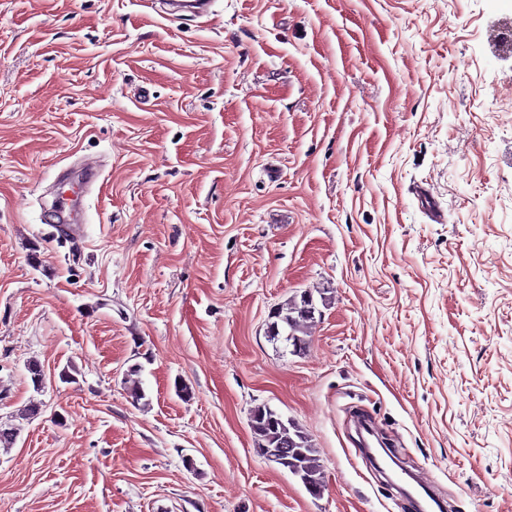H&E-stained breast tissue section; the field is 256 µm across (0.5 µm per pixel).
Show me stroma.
Instances as JSON below:
<instances>
[{
  "mask_svg": "<svg viewBox=\"0 0 512 512\" xmlns=\"http://www.w3.org/2000/svg\"><path fill=\"white\" fill-rule=\"evenodd\" d=\"M213 9L0 0V512H512V0ZM311 309L315 311L312 299L306 294L300 296L298 300L294 297L288 303L277 307L273 310L271 318L275 320L270 323L272 336H280L279 327L287 330L285 341L293 347L294 353H300L306 348L308 340L305 332V324L312 320ZM273 331V332H272ZM302 334V336L299 335ZM251 432L254 449L258 455L264 448L261 456L269 462L281 467L288 466V444L292 442L293 463L288 471L299 477L307 491L314 497H320L325 488V477L322 466L315 455L309 437L292 422L284 421L282 416L269 406H259L253 410L251 417Z\"/></svg>",
  "mask_w": 512,
  "mask_h": 512,
  "instance_id": "stroma-1",
  "label": "stroma"
}]
</instances>
